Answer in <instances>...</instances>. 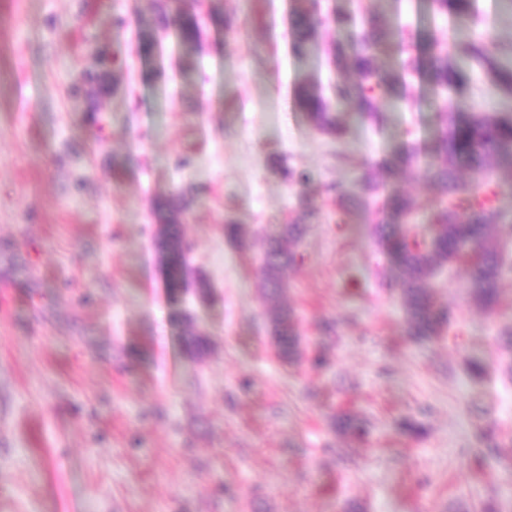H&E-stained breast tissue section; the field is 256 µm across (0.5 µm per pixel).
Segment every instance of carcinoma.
<instances>
[{
    "label": "carcinoma",
    "mask_w": 512,
    "mask_h": 512,
    "mask_svg": "<svg viewBox=\"0 0 512 512\" xmlns=\"http://www.w3.org/2000/svg\"><path fill=\"white\" fill-rule=\"evenodd\" d=\"M428 5L434 17L451 27L480 13L479 0H428ZM175 23L182 45L197 47L200 26L190 5L177 7ZM324 25L343 33L334 46V64L348 62L356 73L352 82L336 81L332 97L338 102L354 103L357 111L371 117L378 114L385 98L411 99L410 88L417 79L444 91L470 82V69L460 62L462 54L487 67L499 83L512 85V69L499 67L488 45L465 43L453 53L438 43L432 30L420 33L415 42L408 43L396 13L381 18L373 12L360 15L347 9H336L328 15L315 7L295 9L291 14L293 55L307 56ZM383 53L396 57V74L380 70L377 58ZM296 102L318 129L331 135L342 134L343 127L329 100L316 86L300 84ZM495 165L512 171V115L456 112L441 123L431 148L407 145L380 164L386 172L421 167L438 187L428 214V234L410 229L414 205L398 194L385 197L376 213L374 228L379 245L392 263V280L403 292L412 335L419 339L441 335L452 321L448 310L435 307L428 284L448 266L465 265L469 293L486 311H494L500 303V283L508 262L503 250L489 240L491 228L502 220L495 206L497 192L490 180L473 184L458 177L462 170L483 173ZM376 190L377 186L366 185L363 194L357 195L338 183L326 188L336 208L344 212L366 208L365 196ZM315 215L316 207L303 201L297 218L284 225L280 234L268 238L262 274L270 301H276L286 287L285 273L295 263V248L304 235V226ZM164 220L162 264L169 293L177 298L187 282L188 243L175 216H166ZM247 235L248 229L242 224L229 221L224 225V238L234 244L243 243ZM269 332L280 359L288 361L299 353L300 340L288 308H274Z\"/></svg>",
    "instance_id": "1"
}]
</instances>
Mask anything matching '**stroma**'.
Here are the masks:
<instances>
[{"label":"stroma","mask_w":512,"mask_h":512,"mask_svg":"<svg viewBox=\"0 0 512 512\" xmlns=\"http://www.w3.org/2000/svg\"><path fill=\"white\" fill-rule=\"evenodd\" d=\"M160 3L0 0V512H512V270L491 314L462 270L435 276L454 320L415 342L372 217L324 194L377 177L426 226L424 172L379 162L430 142L439 116L512 115V91L479 71L445 97L421 86L411 108L386 99L375 123L340 104L331 136L295 90L341 78L334 29L300 59L294 0H206L189 52ZM322 5L430 22L423 0ZM482 6L466 34L512 66V0ZM160 32L163 54L140 53ZM302 193L319 216L280 297L301 336L285 364L254 258ZM168 200L192 246L176 301L156 217ZM230 219L244 245L225 239ZM345 415L364 439L338 429Z\"/></svg>","instance_id":"obj_1"}]
</instances>
